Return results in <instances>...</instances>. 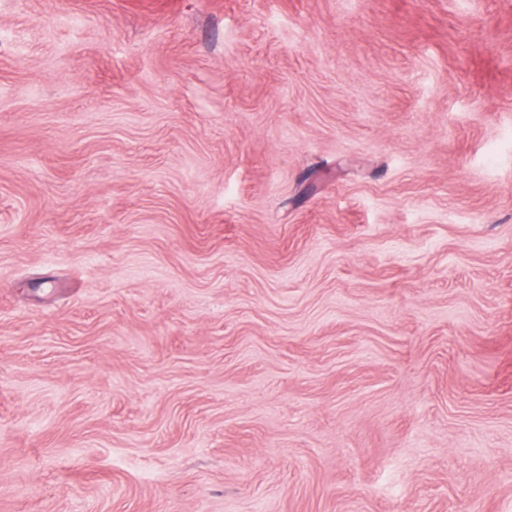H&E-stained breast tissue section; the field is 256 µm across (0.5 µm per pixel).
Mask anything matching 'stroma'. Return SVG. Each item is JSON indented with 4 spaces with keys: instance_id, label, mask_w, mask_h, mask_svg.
<instances>
[{
    "instance_id": "obj_1",
    "label": "stroma",
    "mask_w": 512,
    "mask_h": 512,
    "mask_svg": "<svg viewBox=\"0 0 512 512\" xmlns=\"http://www.w3.org/2000/svg\"><path fill=\"white\" fill-rule=\"evenodd\" d=\"M0 512H512V0H0Z\"/></svg>"
}]
</instances>
